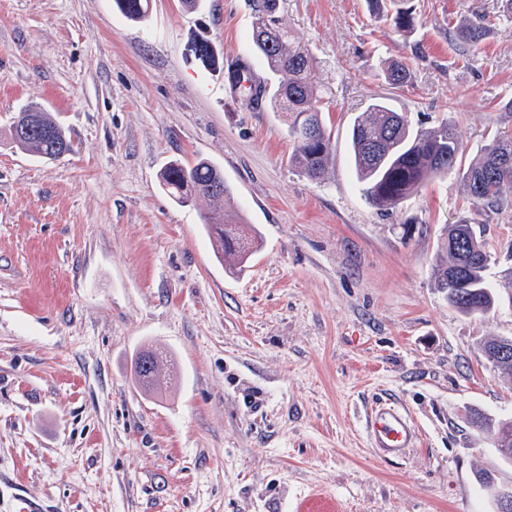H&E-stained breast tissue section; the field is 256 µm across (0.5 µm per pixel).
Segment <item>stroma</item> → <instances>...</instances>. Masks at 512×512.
<instances>
[{
	"label": "stroma",
	"instance_id": "1",
	"mask_svg": "<svg viewBox=\"0 0 512 512\" xmlns=\"http://www.w3.org/2000/svg\"><path fill=\"white\" fill-rule=\"evenodd\" d=\"M411 34L366 0H279L307 49L333 161L313 181L289 163L282 112L253 105L195 56L267 76L252 0H152L133 21L113 0H0V512H495L474 472L512 484L474 414L512 416V377L482 345L512 336V191L490 209L457 175L381 212L350 162L354 118L375 99L413 129L456 125L467 168L512 133V9L505 0H410ZM485 19L462 49L456 29ZM408 86L389 85V62ZM72 149L13 146L24 107ZM205 158L233 190L258 248L232 274L201 199L159 186L172 161ZM482 227L499 304L466 316L437 286L442 230ZM413 225L404 235L402 225ZM169 358L165 392L132 364ZM395 405L420 440L382 457L365 429Z\"/></svg>",
	"mask_w": 512,
	"mask_h": 512
}]
</instances>
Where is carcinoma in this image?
I'll return each mask as SVG.
<instances>
[{
	"label": "carcinoma",
	"instance_id": "carcinoma-1",
	"mask_svg": "<svg viewBox=\"0 0 512 512\" xmlns=\"http://www.w3.org/2000/svg\"><path fill=\"white\" fill-rule=\"evenodd\" d=\"M392 24L407 34L415 26L413 11L403 0H392ZM148 0H115L121 13L133 21L148 16ZM256 15L251 39L270 73L278 77L270 85L255 79L251 65L236 66L249 85L243 87L252 104L267 99L289 114L293 138L291 164L311 180H320L331 163L330 133L323 121L320 96L310 70L306 49L280 26L278 0H253ZM484 20L469 21L459 31L464 45L474 46L484 36ZM393 86L409 82V68L402 62L387 67ZM25 112L18 113L11 135L15 145L44 159H55L70 151L67 135L48 113H39L37 127L25 130ZM352 161L358 181L369 203L388 211L417 194L427 183L456 169L462 142L454 125L413 130L400 112L377 101L355 117L351 129ZM460 189L475 203L488 208L503 206L504 188H512V134L496 135L481 148L476 160L459 173ZM162 189L180 203L206 198L216 208L205 217L204 229L211 238L216 258L231 271H240L255 252L256 241L240 225L231 209V189L224 172L206 159L192 165L172 161L160 173ZM445 254L437 266L438 285L458 311L471 315L490 312L497 296L487 280L489 254L475 225L460 219L444 230Z\"/></svg>",
	"mask_w": 512,
	"mask_h": 512
}]
</instances>
